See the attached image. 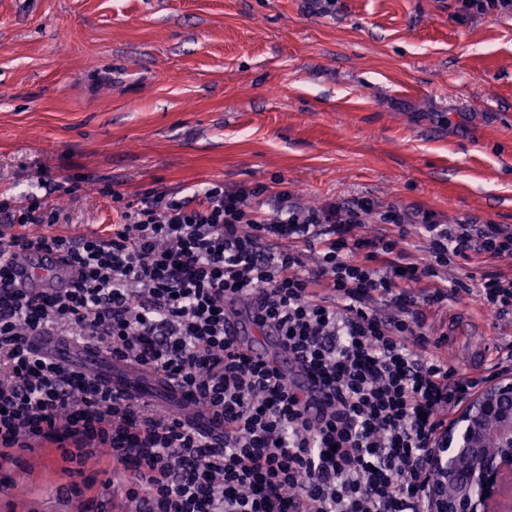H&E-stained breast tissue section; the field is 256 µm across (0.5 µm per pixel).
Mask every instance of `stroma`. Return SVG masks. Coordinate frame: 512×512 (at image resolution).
Instances as JSON below:
<instances>
[{
  "mask_svg": "<svg viewBox=\"0 0 512 512\" xmlns=\"http://www.w3.org/2000/svg\"><path fill=\"white\" fill-rule=\"evenodd\" d=\"M68 182L59 225L118 223V203L287 187L325 207L368 197L447 224L512 228V13L457 0H0V196ZM432 320L459 373L512 372V315L484 271ZM0 512H76L54 454H23ZM479 296L488 311L498 315L512 313V278L500 271H485Z\"/></svg>",
  "mask_w": 512,
  "mask_h": 512,
  "instance_id": "35a3bbf8",
  "label": "stroma"
}]
</instances>
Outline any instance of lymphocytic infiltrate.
Instances as JSON below:
<instances>
[{"mask_svg": "<svg viewBox=\"0 0 512 512\" xmlns=\"http://www.w3.org/2000/svg\"><path fill=\"white\" fill-rule=\"evenodd\" d=\"M44 188L19 206L0 201L12 228L0 244L60 254L74 276L65 288H23L0 254V466L35 448L78 466L106 456L122 466L135 512H427L445 418L487 380L430 349V309L448 300L439 270L473 253L511 256V228L420 211L429 257L419 265L404 262L398 239L355 234L412 220L367 197L315 209L285 189L262 200L212 184L126 207L121 223L87 235L57 228L48 197L67 186ZM480 302L512 313V277L484 272ZM243 311L320 380L317 412L228 336ZM36 334L88 337L186 385L222 420L223 444L39 356Z\"/></svg>", "mask_w": 512, "mask_h": 512, "instance_id": "lymphocytic-infiltrate-1", "label": "lymphocytic infiltrate"}]
</instances>
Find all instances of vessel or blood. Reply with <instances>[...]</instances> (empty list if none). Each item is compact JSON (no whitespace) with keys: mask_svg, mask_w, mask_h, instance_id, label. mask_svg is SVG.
<instances>
[{"mask_svg":"<svg viewBox=\"0 0 512 512\" xmlns=\"http://www.w3.org/2000/svg\"><path fill=\"white\" fill-rule=\"evenodd\" d=\"M16 277L25 286H61L69 277L70 270L63 258L42 252L16 255ZM36 351L62 366L85 371L98 377L113 392L136 400L156 402L165 412H177L194 404V394L174 380L158 376L149 369L109 357L93 344L80 343L58 336H35L31 339ZM255 358L274 362L313 401H321L318 383L308 374L299 371L293 359L281 350L255 351ZM191 426L214 438H222L224 427L213 413L201 411L189 419Z\"/></svg>","mask_w":512,"mask_h":512,"instance_id":"1","label":"vessel or blood"}]
</instances>
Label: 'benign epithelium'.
<instances>
[{"label": "benign epithelium", "instance_id": "7a95c632", "mask_svg": "<svg viewBox=\"0 0 512 512\" xmlns=\"http://www.w3.org/2000/svg\"><path fill=\"white\" fill-rule=\"evenodd\" d=\"M441 479L424 491L429 512H501L512 479V376L470 397L433 457Z\"/></svg>", "mask_w": 512, "mask_h": 512}]
</instances>
